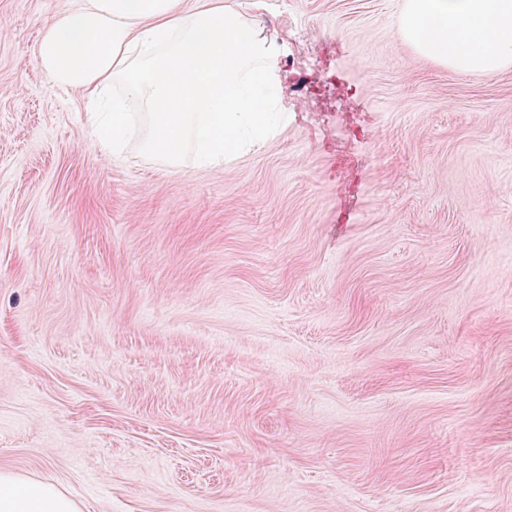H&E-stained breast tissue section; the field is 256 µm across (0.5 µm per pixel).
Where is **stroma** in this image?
Segmentation results:
<instances>
[{
    "mask_svg": "<svg viewBox=\"0 0 512 512\" xmlns=\"http://www.w3.org/2000/svg\"><path fill=\"white\" fill-rule=\"evenodd\" d=\"M288 122L180 170L85 134L0 0V470L80 512H512V66L403 0H266Z\"/></svg>",
    "mask_w": 512,
    "mask_h": 512,
    "instance_id": "obj_1",
    "label": "stroma"
}]
</instances>
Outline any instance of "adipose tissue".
Returning <instances> with one entry per match:
<instances>
[{
    "instance_id": "ef3b65f1",
    "label": "adipose tissue",
    "mask_w": 512,
    "mask_h": 512,
    "mask_svg": "<svg viewBox=\"0 0 512 512\" xmlns=\"http://www.w3.org/2000/svg\"><path fill=\"white\" fill-rule=\"evenodd\" d=\"M265 0H78L44 33L36 61L55 87L105 106L92 135L121 157L140 148L179 170L259 146L281 115L279 49ZM403 36L423 56L467 74L512 64V0H405ZM0 512H78L54 484L0 471Z\"/></svg>"
}]
</instances>
